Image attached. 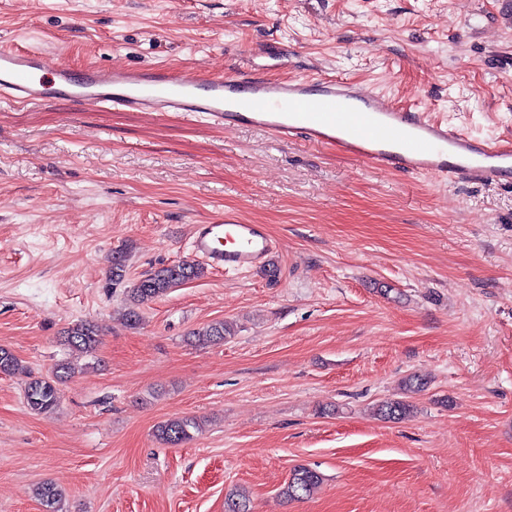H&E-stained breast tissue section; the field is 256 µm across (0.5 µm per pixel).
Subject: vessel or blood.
<instances>
[{
  "mask_svg": "<svg viewBox=\"0 0 512 512\" xmlns=\"http://www.w3.org/2000/svg\"><path fill=\"white\" fill-rule=\"evenodd\" d=\"M0 99L17 105L63 99L248 123L285 144L306 137L375 170L483 183L512 171L511 139L474 136L338 78L270 79L237 69L188 73L165 66L90 65L75 72L42 48L1 44ZM277 249L263 225L241 223L233 212L195 225L192 236L195 255L227 271L261 266Z\"/></svg>",
  "mask_w": 512,
  "mask_h": 512,
  "instance_id": "obj_1",
  "label": "vessel or blood"
}]
</instances>
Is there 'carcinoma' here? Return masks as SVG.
I'll list each match as a JSON object with an SVG mask.
<instances>
[{
	"label": "carcinoma",
	"mask_w": 512,
	"mask_h": 512,
	"mask_svg": "<svg viewBox=\"0 0 512 512\" xmlns=\"http://www.w3.org/2000/svg\"><path fill=\"white\" fill-rule=\"evenodd\" d=\"M128 252L117 253L112 262V284L120 285L127 274ZM204 274V268L190 262H177L163 266L143 275L131 287L124 290L125 308L122 314L124 324L129 327L139 325L141 311L154 301L167 295L172 289L195 280ZM200 345L222 342L232 336L231 329L222 321L208 324L192 332ZM64 342L71 349L82 353L95 351L101 343V336L94 324L80 322L68 328ZM18 359L8 349L0 347V373L13 374L18 370ZM75 374L73 364L66 362L57 365L52 375L31 378L24 390L27 407L35 414H49L60 400V384ZM413 408L407 400L385 402L378 406L377 414L384 420L399 419ZM200 430V422L193 417H175L161 423L156 435L163 443L177 446L190 442ZM323 482V475L316 469L300 465L293 469L282 495L290 500L302 499L314 493ZM36 495L44 512H61L62 495L51 484L44 483L37 488ZM247 498L240 491L228 494L225 498L226 512H248Z\"/></svg>",
	"instance_id": "obj_1"
}]
</instances>
